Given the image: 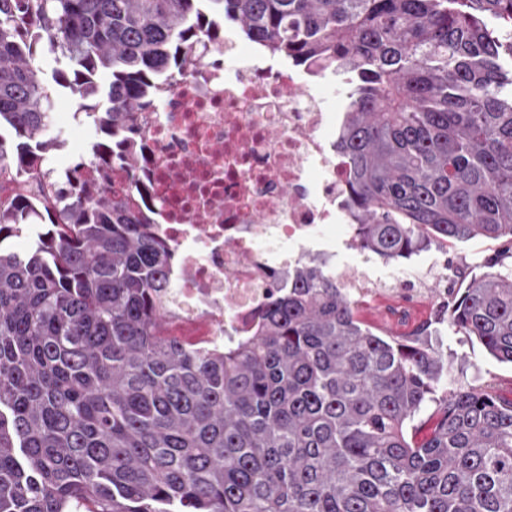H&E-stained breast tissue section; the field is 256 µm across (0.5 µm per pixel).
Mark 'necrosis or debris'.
<instances>
[{
	"mask_svg": "<svg viewBox=\"0 0 512 512\" xmlns=\"http://www.w3.org/2000/svg\"><path fill=\"white\" fill-rule=\"evenodd\" d=\"M338 93L308 71L260 65L228 25L216 59L144 113L136 203L178 252L163 299L199 345L251 330L271 282L287 283L328 227L352 223Z\"/></svg>",
	"mask_w": 512,
	"mask_h": 512,
	"instance_id": "1",
	"label": "necrosis or debris"
}]
</instances>
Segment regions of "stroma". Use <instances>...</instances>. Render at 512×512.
I'll return each instance as SVG.
<instances>
[{"label":"stroma","instance_id":"35a3bbf8","mask_svg":"<svg viewBox=\"0 0 512 512\" xmlns=\"http://www.w3.org/2000/svg\"><path fill=\"white\" fill-rule=\"evenodd\" d=\"M35 66L50 96L58 117L46 135L62 141L61 150L47 160L55 179H63L65 170L75 162L90 160L99 133L93 116L80 112L66 91L57 85V72L66 70L67 61L61 55L41 51ZM354 229L344 224L329 232L331 257L325 269L341 273L352 267L366 266L371 277L403 288H423L426 302H408L403 298L363 299L358 317L378 333L409 337L421 326L438 331L439 340L452 362L450 384L491 387L497 394L512 399V365L493 359L478 342L469 341L448 324L438 321V311L447 301L446 291L465 287L483 270L484 263L505 254L502 241L478 238L467 242H434L411 258L396 262L375 261L364 265V254L353 245Z\"/></svg>","mask_w":512,"mask_h":512}]
</instances>
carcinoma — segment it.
Returning <instances> with one entry per match:
<instances>
[{
    "instance_id": "obj_1",
    "label": "carcinoma",
    "mask_w": 512,
    "mask_h": 512,
    "mask_svg": "<svg viewBox=\"0 0 512 512\" xmlns=\"http://www.w3.org/2000/svg\"><path fill=\"white\" fill-rule=\"evenodd\" d=\"M226 21L343 77L337 148L365 255L512 244V0H0V512H512V400L446 388L433 332L375 334L314 261L244 335L165 331L176 256L132 199L138 114ZM45 47L80 110L110 78L107 141L64 187L42 169L59 148L33 66ZM116 161L130 191L87 192L84 169ZM26 224L20 255L7 241ZM445 321L512 364V272L489 264Z\"/></svg>"
}]
</instances>
